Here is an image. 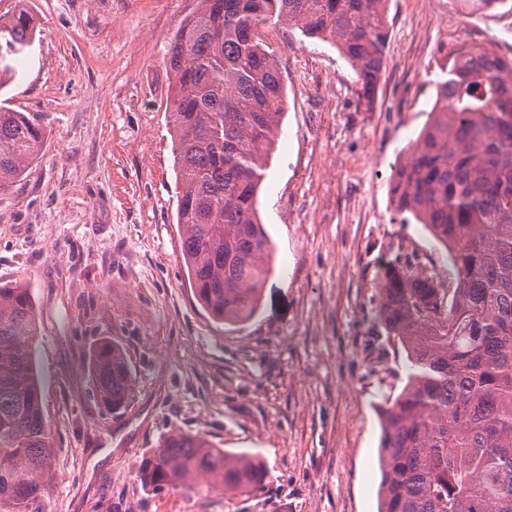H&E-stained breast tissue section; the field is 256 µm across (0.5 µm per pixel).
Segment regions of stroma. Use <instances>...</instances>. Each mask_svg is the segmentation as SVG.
Segmentation results:
<instances>
[{
    "label": "stroma",
    "instance_id": "obj_1",
    "mask_svg": "<svg viewBox=\"0 0 512 512\" xmlns=\"http://www.w3.org/2000/svg\"><path fill=\"white\" fill-rule=\"evenodd\" d=\"M199 0H0L38 30L0 104L39 113L44 145L0 189V282L28 288L43 409L55 448L45 512H378L380 411L407 381L379 319L387 263L438 286L455 268L389 192L425 126L448 60L482 46L512 58V14L454 0H389L372 108L329 42L262 27L286 89L259 193L273 265L255 318L217 321L190 286L176 219L167 52ZM123 347L125 411H104L91 346ZM176 432L245 452L267 471L249 494L200 477L151 492L140 460Z\"/></svg>",
    "mask_w": 512,
    "mask_h": 512
}]
</instances>
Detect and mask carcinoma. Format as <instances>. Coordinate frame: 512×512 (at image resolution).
Returning <instances> with one entry per match:
<instances>
[{
  "mask_svg": "<svg viewBox=\"0 0 512 512\" xmlns=\"http://www.w3.org/2000/svg\"><path fill=\"white\" fill-rule=\"evenodd\" d=\"M389 0H200L178 28L166 64L177 224L195 295L218 321L255 316L271 268L258 214L285 109L277 62L260 29L276 20L336 45L366 105L384 68ZM35 38L21 10L0 19V88ZM34 112L0 108V188L39 154ZM397 212L428 225L453 254L456 286L391 262L379 316L408 361L407 384L382 411L379 512H512V60L463 47L437 85L430 121L394 173ZM38 323L28 289L0 283V512H44L54 448L36 365ZM89 372L102 407L124 409L132 377L124 349L101 340ZM138 478L160 490L206 476L249 493L261 463L199 434L164 438Z\"/></svg>",
  "mask_w": 512,
  "mask_h": 512,
  "instance_id": "cac0c4a2",
  "label": "carcinoma"
}]
</instances>
